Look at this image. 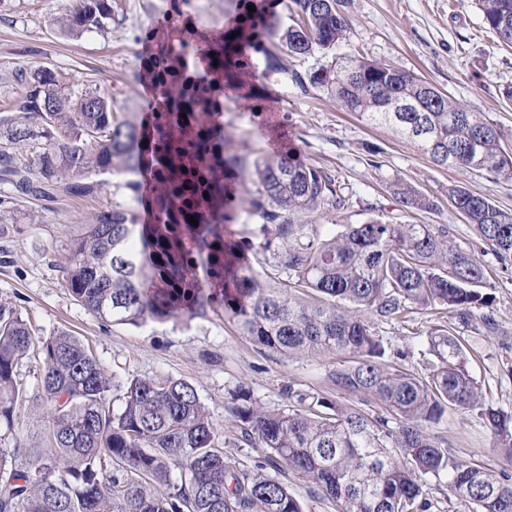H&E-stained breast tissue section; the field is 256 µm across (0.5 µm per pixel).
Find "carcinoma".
<instances>
[{
    "mask_svg": "<svg viewBox=\"0 0 512 512\" xmlns=\"http://www.w3.org/2000/svg\"><path fill=\"white\" fill-rule=\"evenodd\" d=\"M348 0H289L299 22L276 30L262 47L265 71L285 70L282 56L324 53L347 39ZM483 22L512 47V0H480ZM105 0H74L69 33L101 29ZM154 67L165 107L153 129L112 108L98 90L75 95L54 73L31 72L24 92L0 116V139L36 143L30 159L0 151V170L16 191L47 186L75 197L93 193L91 176L123 174L137 192L140 176L158 173L157 223H139L133 208L102 209L76 224L63 267L71 298L96 318L121 325L205 316L224 311L257 345L288 355L336 356L329 379L336 394L375 405L365 412L323 396L284 389L286 410H268L247 397L224 404L246 443L268 451L312 479L338 512H432L431 483L473 512H512V470L493 471L442 446L429 427L450 412L477 413L490 427L492 447L512 465V414L486 403L471 371L469 337L499 331L498 312L483 291L485 269L454 244L446 224L375 219L322 235L294 224L296 213L324 215L343 206L337 181L294 157L224 155V131L212 126V85L236 67L224 35H199L220 70L199 73L192 93L182 83L178 52L197 50L175 31L164 33ZM309 83L346 111L387 125L438 165L465 167L512 180V149L500 128L480 112L416 75L359 55L325 61ZM408 104L411 112H395ZM187 116H182V113ZM250 175L253 233L261 252L250 260L224 240V167ZM205 193L190 195L193 181ZM393 194L413 213L437 207L412 185ZM448 204L475 228L484 250L512 266V212L464 186L448 189ZM194 209L198 225L179 223ZM448 312L426 339L434 361L422 372L411 349H392L382 324L413 310ZM41 356L37 388L28 393L18 368ZM99 361L65 331L47 338L15 308L0 305V430L11 434L18 406L48 413L46 436L56 456L18 445L0 447V512H303L278 479L242 469L224 455L208 411L182 380L133 379L121 405Z\"/></svg>",
    "mask_w": 512,
    "mask_h": 512,
    "instance_id": "cac0c4a2",
    "label": "carcinoma"
}]
</instances>
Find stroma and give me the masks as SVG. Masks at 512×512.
<instances>
[{
  "label": "stroma",
  "instance_id": "stroma-1",
  "mask_svg": "<svg viewBox=\"0 0 512 512\" xmlns=\"http://www.w3.org/2000/svg\"><path fill=\"white\" fill-rule=\"evenodd\" d=\"M112 17L103 29L67 36L58 21L69 0H0V110L20 95L22 73L52 70L72 92L99 89L112 96L119 112L143 113L146 105L145 55L157 21L180 9L200 32L229 34L239 15L235 0H107ZM349 38L333 57L358 54L409 71L452 95L470 111L483 113L512 146V103L500 94L512 85V48L485 27L478 0H349ZM224 84V152L275 156L297 151L307 163L331 174L342 187L345 204L323 217L302 214L299 224H362L372 219L408 224H445L454 242L484 266L486 290L494 299L502 333L475 344V377L485 382L494 407L512 410V270L481 248L471 224L448 204V188L461 185L512 211V181L493 180L461 167L435 164L388 126L369 125L346 112L326 91L303 89L290 71L312 72L319 56L285 58V72L267 73L262 57ZM121 176H107L85 198L63 195L22 196L0 181V304H9L44 338L60 331L75 336L100 362L120 398L135 378H169L191 383L221 438L237 436L224 414L232 394L257 399L271 409L287 408L285 387L307 394L334 396L328 379L332 355H286L255 345L236 326L216 315L147 321L140 325L102 322L68 294L62 267L69 227L88 223L113 205L134 206ZM404 182L437 203L429 212L408 213L394 196ZM225 230L246 255L260 240L250 234L246 183L238 173L225 181ZM433 314L421 311L408 321L383 326L393 346L422 348L434 326ZM460 457L478 459L499 470V452L490 448L489 430L476 415L455 413L432 429ZM235 464L262 466L266 475L287 485L303 512H336L319 499L308 478L286 465L265 462L262 449L227 447Z\"/></svg>",
  "mask_w": 512,
  "mask_h": 512
}]
</instances>
